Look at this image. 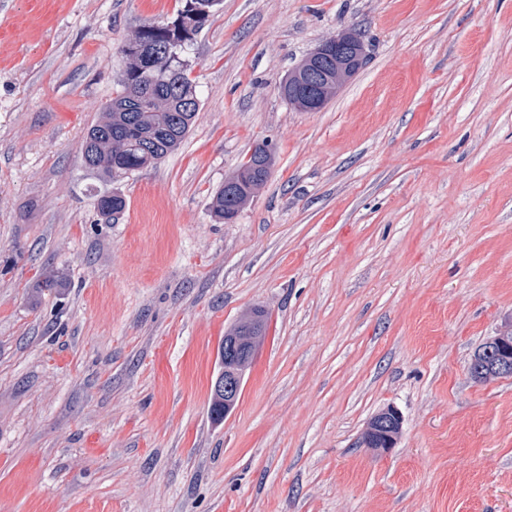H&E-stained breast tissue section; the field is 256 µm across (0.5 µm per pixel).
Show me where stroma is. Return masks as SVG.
<instances>
[{"label":"stroma","mask_w":512,"mask_h":512,"mask_svg":"<svg viewBox=\"0 0 512 512\" xmlns=\"http://www.w3.org/2000/svg\"><path fill=\"white\" fill-rule=\"evenodd\" d=\"M180 7L0 0V512H512V376L469 372L512 325V0H221L184 53L195 124L99 222L86 134L127 36ZM348 29L362 69L294 109L280 83ZM262 141L266 185L216 223ZM239 326L231 331L225 332L219 347L221 370L216 378V387L220 385L224 399L220 401V394L212 389L211 416L220 415L224 409L222 418L229 416L241 395L242 383L247 368L253 361L259 336H265L266 321L263 316L252 324L250 318L243 317L238 321ZM253 325L252 336L250 331ZM222 378V379H221ZM382 413L389 421V425L386 427L388 432H385L383 424L374 418L368 423L362 436V442L366 448L373 451L388 452L397 443L402 429V417L394 407H388Z\"/></svg>","instance_id":"1"}]
</instances>
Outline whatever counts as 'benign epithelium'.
<instances>
[{
	"label": "benign epithelium",
	"mask_w": 512,
	"mask_h": 512,
	"mask_svg": "<svg viewBox=\"0 0 512 512\" xmlns=\"http://www.w3.org/2000/svg\"><path fill=\"white\" fill-rule=\"evenodd\" d=\"M327 60L335 65L336 76L321 72L309 74V85L316 93L307 98L299 109L316 112L323 108L331 97L364 66L366 61L364 43L346 33L330 38L305 56V62ZM250 318L243 317L239 326L224 333L219 347L221 370L216 378L224 394V416H229L241 395L242 383L247 368L253 361L258 337L252 335ZM512 372V337L495 336L479 349L470 363V373L476 380L502 376ZM389 421L384 427L377 419H372L362 436L365 447L379 452H387L395 447L402 429V417L397 409L389 407L383 411Z\"/></svg>",
	"instance_id": "obj_1"
}]
</instances>
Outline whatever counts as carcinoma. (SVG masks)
Masks as SVG:
<instances>
[{
  "mask_svg": "<svg viewBox=\"0 0 512 512\" xmlns=\"http://www.w3.org/2000/svg\"><path fill=\"white\" fill-rule=\"evenodd\" d=\"M177 16L187 20L186 36L173 44L166 24L137 27L122 46L125 67L118 78L120 91L104 108L103 116L90 127L84 141L92 169L105 181L132 175L152 167L175 151L189 133L199 98L180 58L185 44L194 42L210 24L220 0H198L202 11L190 14L189 0H181ZM256 145L251 164L237 169L224 181L211 202V214L223 223L238 214L265 185L274 156ZM126 208L121 191L112 190V200L97 205L101 220H118Z\"/></svg>",
  "mask_w": 512,
  "mask_h": 512,
  "instance_id": "obj_1",
  "label": "carcinoma"
}]
</instances>
